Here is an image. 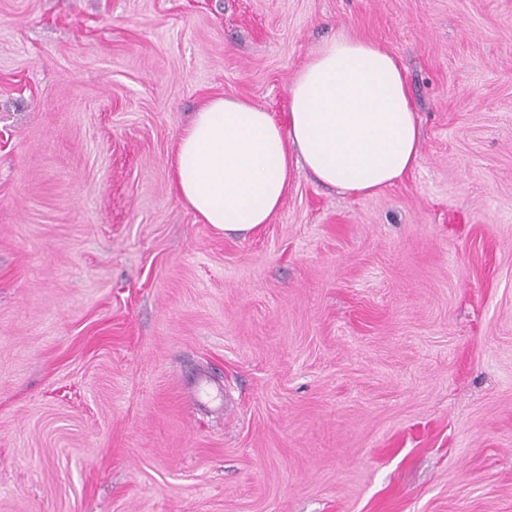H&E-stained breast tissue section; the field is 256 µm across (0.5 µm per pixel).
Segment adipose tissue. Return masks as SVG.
Returning <instances> with one entry per match:
<instances>
[{
	"mask_svg": "<svg viewBox=\"0 0 512 512\" xmlns=\"http://www.w3.org/2000/svg\"><path fill=\"white\" fill-rule=\"evenodd\" d=\"M420 144L398 60L339 32L297 73L284 120L247 99H207L181 130L173 165L180 198L203 223L247 235L271 223L293 167L371 195L417 166Z\"/></svg>",
	"mask_w": 512,
	"mask_h": 512,
	"instance_id": "1",
	"label": "adipose tissue"
}]
</instances>
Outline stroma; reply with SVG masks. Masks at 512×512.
Returning <instances> with one entry per match:
<instances>
[{
	"label": "stroma",
	"mask_w": 512,
	"mask_h": 512,
	"mask_svg": "<svg viewBox=\"0 0 512 512\" xmlns=\"http://www.w3.org/2000/svg\"><path fill=\"white\" fill-rule=\"evenodd\" d=\"M340 31L417 166L202 223L180 130ZM0 512H512V0H0Z\"/></svg>",
	"instance_id": "1"
}]
</instances>
